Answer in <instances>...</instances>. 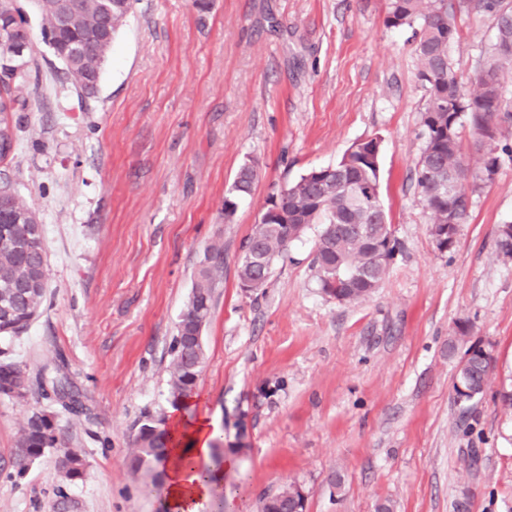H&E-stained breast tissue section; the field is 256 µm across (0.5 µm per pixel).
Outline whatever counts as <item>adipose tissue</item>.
<instances>
[{
  "instance_id": "ef3b65f1",
  "label": "adipose tissue",
  "mask_w": 512,
  "mask_h": 512,
  "mask_svg": "<svg viewBox=\"0 0 512 512\" xmlns=\"http://www.w3.org/2000/svg\"><path fill=\"white\" fill-rule=\"evenodd\" d=\"M168 432L173 446L165 466L166 508L168 512H199L211 498V487L199 472L212 465L213 424L206 414L190 417L176 411Z\"/></svg>"
}]
</instances>
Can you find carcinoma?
Here are the masks:
<instances>
[{"mask_svg":"<svg viewBox=\"0 0 512 512\" xmlns=\"http://www.w3.org/2000/svg\"><path fill=\"white\" fill-rule=\"evenodd\" d=\"M72 8L61 17L52 7L38 9L41 41L62 65L61 83L85 107L98 98L103 66L110 44L126 25L134 0H69ZM474 10L492 22L494 37L479 59L478 72L467 89L458 80L448 47L457 37L448 0H390L386 24L392 27L420 25L414 46L417 79L428 93L421 112L425 146L415 168V183L430 213L429 232L440 251L450 249L455 228L469 216L472 196L479 182L497 172L502 156L512 154V103L504 97L502 78L512 72V3L509 0H475ZM18 12L13 0H0V162L20 145L19 121L13 113L24 109V91L30 70L16 75L6 71L4 59L11 49L12 29ZM469 131L481 165L471 164L464 151L462 132ZM377 143L372 138L358 143L333 165L315 168L271 194L244 243L238 265L241 283L254 291L264 288L276 261L288 244L300 239L314 224L319 226L313 267L322 293L334 288L354 303L371 298L385 280L397 248L380 193ZM257 177L253 162L237 171L224 199V216L230 218L236 201L250 194ZM31 206L19 194L0 197V337L27 329L46 301L48 265L43 225L29 221ZM224 265V248L213 245L198 269L191 292L181 310L171 344L168 401L179 404L196 395L205 362L204 347L196 334L209 321L217 274ZM471 326L456 325L448 337V356L466 342ZM492 355L457 364L455 381L469 387L475 400L484 395L491 379ZM27 389V376L12 362H0V392ZM71 388L65 374L43 378L41 395L49 398ZM170 439L166 425L147 415L135 430L129 467L152 473L164 467ZM55 455L62 480L69 484L86 466L85 452L65 443L55 420L32 414L16 442L14 464L24 473L45 452Z\"/></svg>","mask_w":512,"mask_h":512,"instance_id":"carcinoma-1","label":"carcinoma"}]
</instances>
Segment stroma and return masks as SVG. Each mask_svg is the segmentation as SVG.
Returning <instances> with one entry per match:
<instances>
[{"label": "stroma", "mask_w": 512, "mask_h": 512, "mask_svg": "<svg viewBox=\"0 0 512 512\" xmlns=\"http://www.w3.org/2000/svg\"><path fill=\"white\" fill-rule=\"evenodd\" d=\"M448 2L467 85L493 28L469 0ZM15 5L40 84L5 170L41 216L49 277L39 316L0 341V361L20 364L29 384L26 398L0 397V512H51L61 492L80 512H162L129 468L130 440L144 413L171 409L172 338L214 244L224 269L197 393L236 462L226 512H257L291 483L307 491L306 512H375L385 500L395 512H512V409L501 401L512 389V259L494 249L512 222V160L482 183L453 247L436 249L413 183L428 94L415 30L386 25L388 0H137L87 110L63 98L29 0ZM370 138L399 242L377 293L341 304L317 288L313 228L264 290L244 292L238 261L267 197ZM251 160L252 192L225 217ZM461 320L495 358L465 422L448 355ZM58 368L84 414L40 397ZM35 409L84 449L83 480L63 483L50 452L17 473L15 442ZM256 177L257 166L254 162L244 163L239 168L224 199L225 217L229 218L234 214L236 201L240 197L250 194Z\"/></svg>", "instance_id": "1"}]
</instances>
